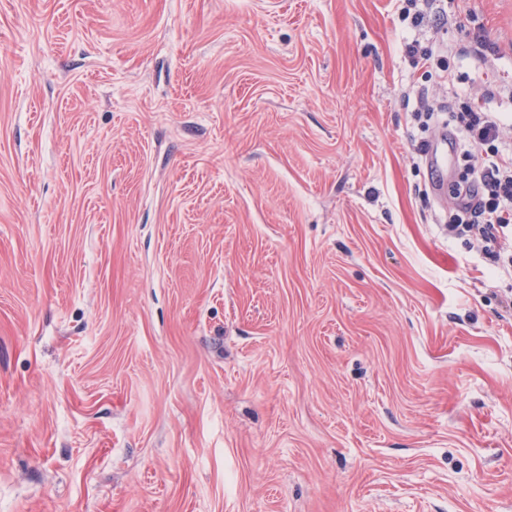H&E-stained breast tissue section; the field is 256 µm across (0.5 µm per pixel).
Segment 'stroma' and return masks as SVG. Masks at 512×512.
I'll use <instances>...</instances> for the list:
<instances>
[{
    "instance_id": "35a3bbf8",
    "label": "stroma",
    "mask_w": 512,
    "mask_h": 512,
    "mask_svg": "<svg viewBox=\"0 0 512 512\" xmlns=\"http://www.w3.org/2000/svg\"><path fill=\"white\" fill-rule=\"evenodd\" d=\"M400 8L0 0V512H512V271L418 151L512 119V0Z\"/></svg>"
}]
</instances>
